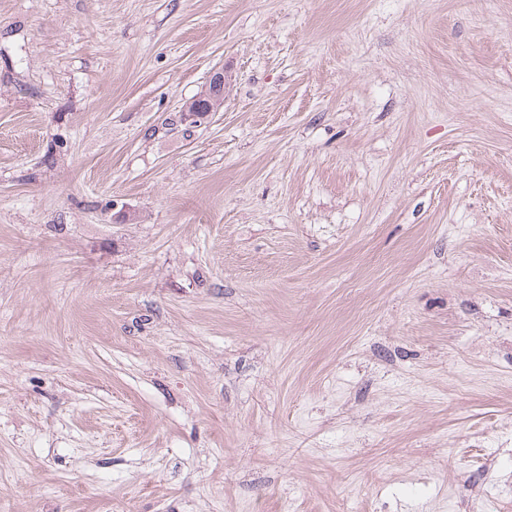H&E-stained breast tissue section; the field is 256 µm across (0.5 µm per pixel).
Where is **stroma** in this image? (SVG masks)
Listing matches in <instances>:
<instances>
[{
  "label": "stroma",
  "mask_w": 512,
  "mask_h": 512,
  "mask_svg": "<svg viewBox=\"0 0 512 512\" xmlns=\"http://www.w3.org/2000/svg\"><path fill=\"white\" fill-rule=\"evenodd\" d=\"M476 500L512 501V0H0V512Z\"/></svg>",
  "instance_id": "obj_1"
}]
</instances>
